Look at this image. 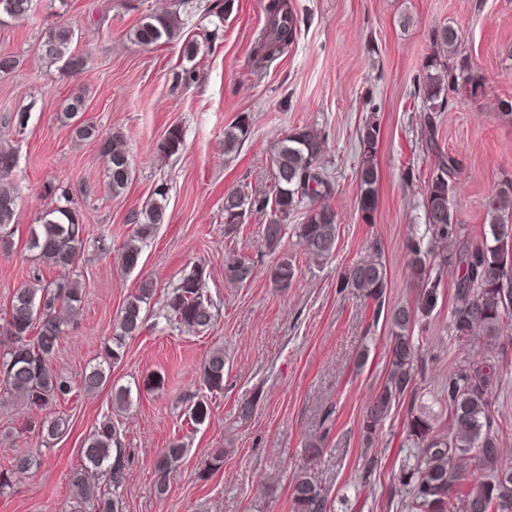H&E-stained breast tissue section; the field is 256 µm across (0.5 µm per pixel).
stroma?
<instances>
[{"label":"stroma","mask_w":512,"mask_h":512,"mask_svg":"<svg viewBox=\"0 0 512 512\" xmlns=\"http://www.w3.org/2000/svg\"><path fill=\"white\" fill-rule=\"evenodd\" d=\"M215 2L33 0L28 18L0 21V53L17 60L13 71L0 74V144L16 153L11 181L18 195L13 235L0 248V319L15 289L33 280L45 285L69 277L84 290L50 361L72 384L50 410L67 419L66 434L46 440V413L0 385V470L23 453L42 459L0 496V512H71L70 475L82 465L84 439L107 413L119 424L128 463L122 512H293L291 483L304 466L327 491L332 512H407L397 475L411 404L429 406L437 426L447 427L448 411L437 398L456 361L492 352L512 362L505 337L480 336L449 350L457 269L444 267L438 305L414 327L423 340L418 397L393 407L373 443H365L362 412L386 378L391 329L374 320L371 299L339 286L347 267L377 255L388 273L389 304L415 301L407 246L426 230L424 177L432 161L416 149L421 100L414 80L434 50L433 30L446 24L457 29L485 84L481 96L459 94L437 117L442 148L461 164L458 218L481 239L485 201L499 180L512 177V119L498 108L512 101V0H286L300 26L293 44L262 69L254 67L253 52L268 0H232V9L219 15ZM174 5L184 22L181 40L149 47L130 40L146 13ZM59 20L74 28L72 48L87 60L80 75L40 55L41 37ZM187 41L199 46L195 59L183 53ZM187 70L196 74L188 86L180 80ZM74 91L84 95L80 120L94 124L100 137L117 133L125 141L132 178L120 194L108 185L98 140H77L64 115ZM20 112L28 115L22 130L15 122ZM243 113L251 116V134L225 152L224 130ZM371 116L381 126L380 183L367 224L357 210V131ZM172 125L182 128L185 147L166 158L156 145ZM296 127L326 135L321 163L336 183L330 203L338 220L336 249L327 259L308 256L292 232L268 252L261 236L266 214L248 213L232 231L224 224L227 191L271 193L272 155ZM160 185L168 189V219L148 240L139 266L126 270L119 256L134 229L131 217ZM52 186L66 190L85 227V248L66 270L38 262L26 247L30 225L57 202L48 193ZM234 255L253 266L242 286L224 280V261ZM282 257L296 267L283 291L269 278ZM195 264L210 274L219 307L213 327L162 332L145 325L125 339L107 384L84 392L82 372L99 362L140 282L154 281L157 308ZM218 347L226 360L224 390L210 396V416L197 425L187 409L203 393V364ZM121 386L129 388L131 404L117 411L112 391ZM250 400L256 406L242 416L240 406ZM176 438L187 453L160 497L154 463ZM317 439L323 448L309 456L307 446ZM218 448L223 465L206 468ZM369 457L374 467L365 480L361 464Z\"/></svg>","instance_id":"obj_1"}]
</instances>
